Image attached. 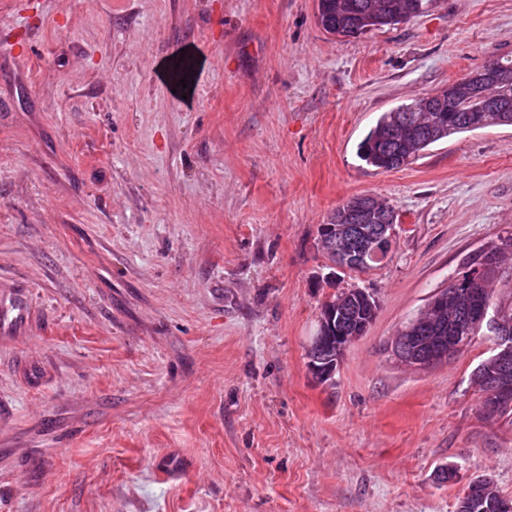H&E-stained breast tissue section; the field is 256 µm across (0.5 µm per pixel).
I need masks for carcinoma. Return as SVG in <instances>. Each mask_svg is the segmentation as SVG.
Segmentation results:
<instances>
[{"mask_svg":"<svg viewBox=\"0 0 512 512\" xmlns=\"http://www.w3.org/2000/svg\"><path fill=\"white\" fill-rule=\"evenodd\" d=\"M365 0H317L318 21L323 29L339 37H354L368 30L397 25L424 13L428 0H371L373 11L359 18L357 30H352L348 5H360ZM500 76L505 83L499 86V96L504 103L502 112H475L474 105L462 107L460 112H445L443 119L428 131L417 123L419 113L412 111L418 101L397 106V111L383 113L375 127L359 143L358 158L370 167L385 171L398 169L418 159L431 145L458 133L471 132L490 126L512 125V58L502 56L496 59ZM352 200L339 205L328 221L318 227V239L322 252L329 262L336 261V228L339 224H351L356 228L369 230L377 224H389L397 220L394 209L378 200L373 204L378 215L368 221L355 215L347 217ZM512 259V236L498 239L488 247L467 255L462 261V271L451 277L446 287L448 309L436 336L479 335V331L468 323L470 291L483 290L494 298V284L503 278L502 266ZM480 266L486 269L483 281L476 283L468 271ZM378 304L374 297L364 298L346 288L325 301L319 320L324 322L323 340L306 350L307 367L319 372L336 369V336L347 343L353 336L365 335L374 322ZM498 373V366L486 361L473 371V380L481 392L479 411L493 401L492 384ZM503 499L494 482L489 478H477L468 483L458 497L456 512H497V503Z\"/></svg>","mask_w":512,"mask_h":512,"instance_id":"obj_1","label":"carcinoma"}]
</instances>
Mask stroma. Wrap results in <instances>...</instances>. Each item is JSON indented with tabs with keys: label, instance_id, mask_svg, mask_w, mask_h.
Returning <instances> with one entry per match:
<instances>
[{
	"label": "stroma",
	"instance_id": "obj_1",
	"mask_svg": "<svg viewBox=\"0 0 512 512\" xmlns=\"http://www.w3.org/2000/svg\"><path fill=\"white\" fill-rule=\"evenodd\" d=\"M493 55L512 0L355 38L316 0H0V320L25 314L0 332V512H455L479 475L512 498V417L482 419L472 382L488 336L427 369L391 355L512 234V126L388 172L356 155ZM356 195L396 241L331 287L317 229ZM352 287L376 319L315 383L321 305Z\"/></svg>",
	"mask_w": 512,
	"mask_h": 512
}]
</instances>
